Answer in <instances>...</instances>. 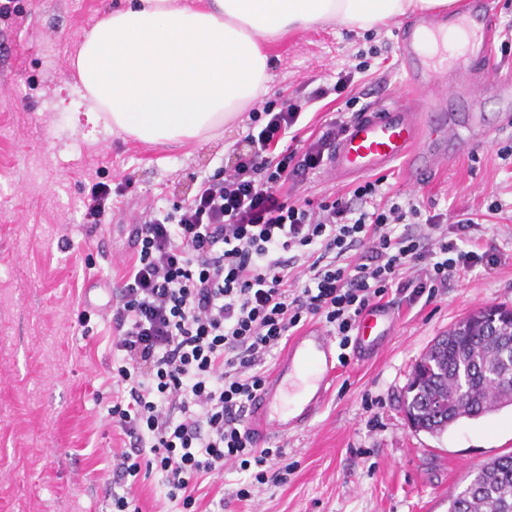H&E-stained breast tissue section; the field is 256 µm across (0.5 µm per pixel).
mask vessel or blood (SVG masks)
Instances as JSON below:
<instances>
[{"label":"vessel or blood","mask_w":512,"mask_h":512,"mask_svg":"<svg viewBox=\"0 0 512 512\" xmlns=\"http://www.w3.org/2000/svg\"><path fill=\"white\" fill-rule=\"evenodd\" d=\"M485 0H466L462 13L418 18L399 29V55L411 85L446 88L460 67L478 69L481 92L512 112V75L495 62L492 24L477 26ZM480 116L447 117L432 100L397 99L366 107L337 142L328 162L332 179L348 180L407 161L421 174L464 152L488 136ZM395 328L389 311L370 308L359 324L363 354L377 351ZM338 373L334 340L318 325L294 336L279 357L272 375L252 401L248 422L256 444L272 435L284 436L306 426L322 409Z\"/></svg>","instance_id":"b4317fda"}]
</instances>
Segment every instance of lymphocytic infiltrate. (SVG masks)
Wrapping results in <instances>:
<instances>
[{"label": "lymphocytic infiltrate", "instance_id": "obj_1", "mask_svg": "<svg viewBox=\"0 0 512 512\" xmlns=\"http://www.w3.org/2000/svg\"><path fill=\"white\" fill-rule=\"evenodd\" d=\"M305 106L292 97L251 109L230 166L190 202L135 219L136 260L107 310L129 395L111 410L130 439L106 492L113 512H140L130 481L144 469L187 508L194 481L228 465L264 483L283 451L255 446L247 412L267 357L312 320L347 349L389 289L414 304L483 261L457 241L479 230L476 218L423 215L417 199L383 192V179L348 197L288 193L322 169L348 127L340 115L300 142Z\"/></svg>", "mask_w": 512, "mask_h": 512}]
</instances>
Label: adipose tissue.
Returning a JSON list of instances; mask_svg holds the SVG:
<instances>
[{
  "mask_svg": "<svg viewBox=\"0 0 512 512\" xmlns=\"http://www.w3.org/2000/svg\"><path fill=\"white\" fill-rule=\"evenodd\" d=\"M454 0H127L83 34L75 66L115 131L181 145L267 93L265 46L291 30L368 31Z\"/></svg>",
  "mask_w": 512,
  "mask_h": 512,
  "instance_id": "1",
  "label": "adipose tissue"
}]
</instances>
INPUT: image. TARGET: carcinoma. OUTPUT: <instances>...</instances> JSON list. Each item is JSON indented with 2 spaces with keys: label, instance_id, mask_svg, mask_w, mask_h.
<instances>
[{
  "label": "carcinoma",
  "instance_id": "1",
  "mask_svg": "<svg viewBox=\"0 0 512 512\" xmlns=\"http://www.w3.org/2000/svg\"><path fill=\"white\" fill-rule=\"evenodd\" d=\"M416 388L404 407L418 430L439 437L465 419L512 406V333L473 336L454 326L412 367ZM448 512H512V455L479 465L469 483L448 497Z\"/></svg>",
  "mask_w": 512,
  "mask_h": 512
}]
</instances>
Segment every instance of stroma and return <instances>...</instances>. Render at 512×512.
Returning a JSON list of instances; mask_svg holds the SVG:
<instances>
[{"instance_id":"stroma-1","label":"stroma","mask_w":512,"mask_h":512,"mask_svg":"<svg viewBox=\"0 0 512 512\" xmlns=\"http://www.w3.org/2000/svg\"><path fill=\"white\" fill-rule=\"evenodd\" d=\"M122 0H13L0 20V512H109L112 464L129 450L110 422L121 354L111 324L94 310L111 301L132 257L129 226L144 206L167 211L230 161L248 116L214 138L179 146L143 143L94 118L74 61L80 36ZM398 24L359 34L333 25L291 32L269 47V101L334 84L374 49L351 95L358 107L414 94L400 65ZM493 133L483 143L412 177L385 169V190L413 196L430 212L467 211L482 220L491 261L451 277L414 305L388 293L396 327L379 352L349 348L323 409L310 423L266 440L284 451L285 482L268 479L249 501L235 492L244 472L199 479L196 512H447L448 495L470 469L512 453V408L466 421L438 437L414 431L402 408L414 362L473 311L512 307V128L481 97ZM133 186L114 199L110 223L84 219L93 184ZM503 212L487 215L492 200ZM92 314L79 325L80 311Z\"/></svg>"}]
</instances>
